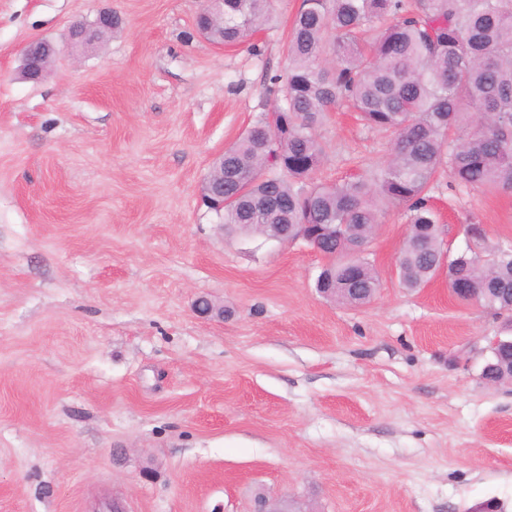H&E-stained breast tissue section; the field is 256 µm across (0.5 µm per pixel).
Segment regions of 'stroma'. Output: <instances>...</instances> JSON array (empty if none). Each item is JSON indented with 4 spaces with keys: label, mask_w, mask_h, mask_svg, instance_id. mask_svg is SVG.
<instances>
[{
    "label": "stroma",
    "mask_w": 512,
    "mask_h": 512,
    "mask_svg": "<svg viewBox=\"0 0 512 512\" xmlns=\"http://www.w3.org/2000/svg\"><path fill=\"white\" fill-rule=\"evenodd\" d=\"M300 3L220 48L192 33L201 0H0V512H252L261 493L298 512H512V384L481 375L502 321L444 277L401 288L403 209L369 245L375 298L350 307L317 292L310 246L225 234L201 201L270 110ZM104 8L122 29L71 50ZM37 38L61 53L33 83ZM320 135L322 179L391 149L342 106ZM431 196L453 247L469 224L512 242V194L443 175ZM61 52V49L53 42L46 39H37L31 41L24 48L23 58H24V76L27 80L36 82L40 79V71H35V69L31 66V58L34 54L39 57L42 56H57Z\"/></svg>",
    "instance_id": "35a3bbf8"
}]
</instances>
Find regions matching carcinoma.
Instances as JSON below:
<instances>
[{"mask_svg": "<svg viewBox=\"0 0 512 512\" xmlns=\"http://www.w3.org/2000/svg\"><path fill=\"white\" fill-rule=\"evenodd\" d=\"M274 0H224L199 16L197 31L224 46L244 44L269 20ZM286 75L268 78L271 114L224 150L221 212L227 233L265 224H334L320 250L336 254L338 303L369 302L373 265L358 275L343 257L363 252L391 207L409 224L397 259L402 287L430 282L445 253L430 204L436 176L459 191L512 192V0H301L286 44ZM342 103L392 136V152L371 179H316L319 133ZM448 286L495 309L512 301V242L448 253ZM512 362L502 344L483 371Z\"/></svg>", "mask_w": 512, "mask_h": 512, "instance_id": "carcinoma-1", "label": "carcinoma"}]
</instances>
